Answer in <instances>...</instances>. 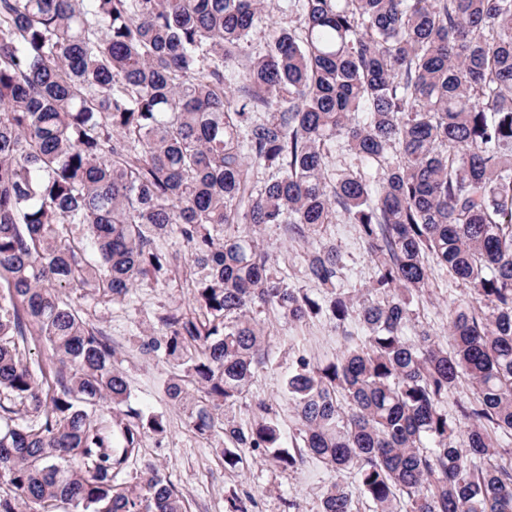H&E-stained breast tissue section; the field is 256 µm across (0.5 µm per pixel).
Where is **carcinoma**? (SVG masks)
<instances>
[{"label":"carcinoma","mask_w":512,"mask_h":512,"mask_svg":"<svg viewBox=\"0 0 512 512\" xmlns=\"http://www.w3.org/2000/svg\"><path fill=\"white\" fill-rule=\"evenodd\" d=\"M287 9L300 26L244 57L261 0H0V512H187L156 465L117 479L167 424L72 296L177 279L191 307L136 350L224 467L321 463L319 512H512V0ZM339 216L376 268L361 294L318 238ZM267 224L318 293L275 271ZM437 271L461 286L446 345L412 322ZM257 308L342 329L335 359L288 367L291 447L276 404L231 414L270 347Z\"/></svg>","instance_id":"obj_1"}]
</instances>
